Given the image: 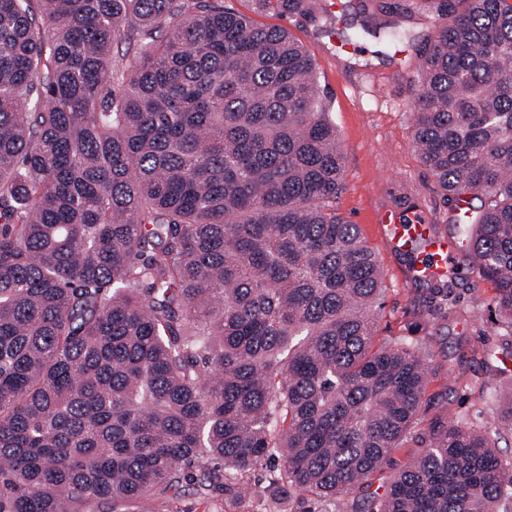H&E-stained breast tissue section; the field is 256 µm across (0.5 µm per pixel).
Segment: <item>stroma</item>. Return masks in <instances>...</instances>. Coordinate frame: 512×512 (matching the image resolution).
<instances>
[{"instance_id": "obj_1", "label": "stroma", "mask_w": 512, "mask_h": 512, "mask_svg": "<svg viewBox=\"0 0 512 512\" xmlns=\"http://www.w3.org/2000/svg\"><path fill=\"white\" fill-rule=\"evenodd\" d=\"M398 0H314L310 11L280 15L260 0H224L257 23L284 27L311 48L321 96L336 125L345 156V189L335 205L358 224L385 272L383 307L376 340L405 338L426 344L433 355L427 395L431 406L418 425L432 417L481 424L492 410L512 399V380H494L489 399L479 397L483 351L500 353L507 327L489 307L492 286L467 267L458 271L455 302L443 300L441 279L413 275L411 255L387 248L378 225L388 215L408 223L430 217L440 236L449 238L450 204L412 147V103L420 55L435 32L427 0H412L400 23L411 40L387 44L371 36L354 42L355 32L386 20ZM337 16L333 33L322 30L326 14ZM258 496L243 500L207 499L186 491L170 503L171 512H265Z\"/></svg>"}]
</instances>
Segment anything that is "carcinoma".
I'll list each match as a JSON object with an SVG mask.
<instances>
[{
	"label": "carcinoma",
	"instance_id": "cac0c4a2",
	"mask_svg": "<svg viewBox=\"0 0 512 512\" xmlns=\"http://www.w3.org/2000/svg\"><path fill=\"white\" fill-rule=\"evenodd\" d=\"M429 2L412 144L512 327V0ZM343 175L285 28L224 0H0V512H169L268 463L271 512H331L409 440L370 512H512V399L414 431L431 352L374 345L384 274Z\"/></svg>",
	"mask_w": 512,
	"mask_h": 512
}]
</instances>
